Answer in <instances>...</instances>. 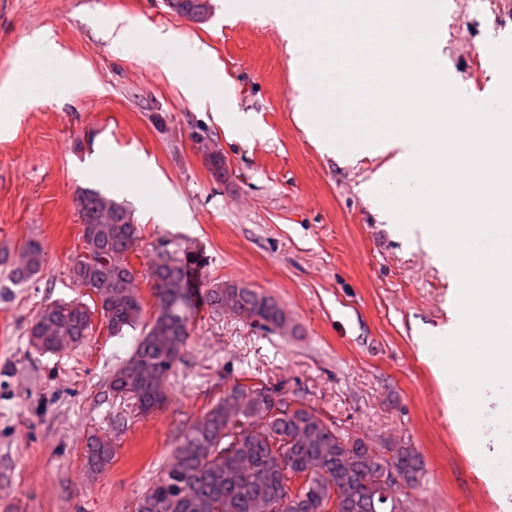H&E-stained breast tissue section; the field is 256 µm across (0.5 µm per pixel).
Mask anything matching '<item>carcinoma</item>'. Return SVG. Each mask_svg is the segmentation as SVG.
<instances>
[{"label": "carcinoma", "mask_w": 512, "mask_h": 512, "mask_svg": "<svg viewBox=\"0 0 512 512\" xmlns=\"http://www.w3.org/2000/svg\"><path fill=\"white\" fill-rule=\"evenodd\" d=\"M166 3L181 17L202 9L201 0ZM78 204L86 255L74 262L71 277L91 290L93 306L64 300L42 307L28 327V341L44 354L79 345L92 330L95 311L113 336L144 327L134 352L113 370L111 387L148 414L166 401L165 381L189 338L185 264L168 254L154 259L155 312L143 322L138 272L127 262L138 225L124 203L98 191L83 192ZM44 261L41 242L27 241L12 279L31 280ZM206 298L214 314L231 315L265 332H288V314L280 303L245 284L214 283ZM113 453L110 443L91 437L84 448L86 471L104 472ZM172 456L137 499L134 512H409L400 486L383 484L381 474L391 467L413 487L423 468L409 445L350 435L283 387L247 372L202 421L182 432Z\"/></svg>", "instance_id": "1"}]
</instances>
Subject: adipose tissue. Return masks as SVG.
<instances>
[{
    "label": "adipose tissue",
    "instance_id": "1",
    "mask_svg": "<svg viewBox=\"0 0 512 512\" xmlns=\"http://www.w3.org/2000/svg\"><path fill=\"white\" fill-rule=\"evenodd\" d=\"M141 46L152 60L163 62L169 68L171 78L176 82L184 95L199 106H210L213 112L222 113L232 110V99L220 95L222 78L217 73H209L207 77H185L174 66V58L169 55L170 48H177L179 56L186 59H200L206 54L205 47L199 41L187 38H175L173 34L161 32L146 33ZM38 61L30 63L22 61L21 67L32 78L34 87L40 96L48 97L57 89L56 74L68 69L69 63L59 54V48L50 35H43L38 43ZM89 171L96 172L103 168H111L112 178L124 182L126 188L145 197L159 194L163 187L162 179L151 166L142 164L139 158L110 162L107 153L93 156L87 162Z\"/></svg>",
    "mask_w": 512,
    "mask_h": 512
}]
</instances>
